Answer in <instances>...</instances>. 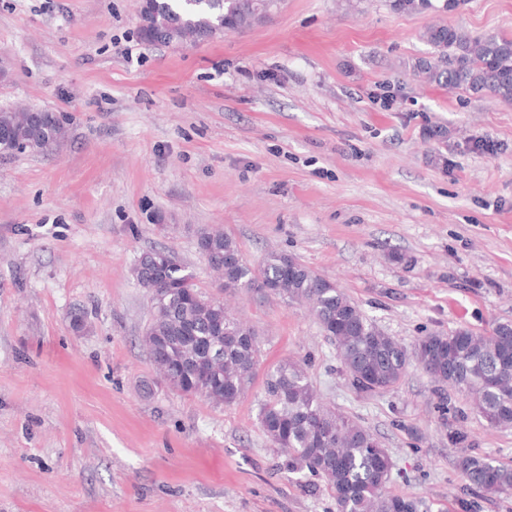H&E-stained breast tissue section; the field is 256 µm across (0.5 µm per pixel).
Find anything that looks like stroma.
Here are the masks:
<instances>
[{"mask_svg": "<svg viewBox=\"0 0 512 512\" xmlns=\"http://www.w3.org/2000/svg\"><path fill=\"white\" fill-rule=\"evenodd\" d=\"M433 3L278 0L262 23L168 46L141 37V0H0V110L68 127L51 151L0 155V512H336L259 426L285 359L387 449L390 493L512 512L497 494L465 509L456 466L465 451L512 466V427L415 363L393 390L357 392L306 304L219 291L197 249L217 228L252 266L287 254L409 349L512 324V103L410 69L431 24L512 38V0ZM435 125L445 143L426 138ZM153 248L256 331L260 365L234 405L158 383L132 275Z\"/></svg>", "mask_w": 512, "mask_h": 512, "instance_id": "obj_1", "label": "stroma"}]
</instances>
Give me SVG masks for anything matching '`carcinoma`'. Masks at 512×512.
Here are the masks:
<instances>
[{"label": "carcinoma", "instance_id": "carcinoma-1", "mask_svg": "<svg viewBox=\"0 0 512 512\" xmlns=\"http://www.w3.org/2000/svg\"><path fill=\"white\" fill-rule=\"evenodd\" d=\"M398 13H420L430 0H387ZM277 0H143L140 35L151 42L185 44L221 28H249L269 16ZM421 40L430 56L410 65L425 82L489 93L512 103V39L462 28L430 25ZM0 153L44 152L65 136V119L26 108L0 112ZM198 245L221 276L226 290L268 291L309 303L324 336L336 344L352 386L385 392L405 377L415 359L438 383L473 395L476 411L491 425L512 426V325L487 336L467 328L422 336L413 353L376 324L339 288L286 254L270 253L260 268L242 257L224 233L204 229ZM137 283L153 304L144 343L164 385L184 395H200L224 406L235 404L260 363L255 330L229 317L224 304L197 289L189 268L165 249L142 253L133 267ZM259 423L268 440L288 456V471L323 480L336 512H429L412 496L385 491L391 474L388 452L350 417L328 409L304 369L283 360L264 382ZM463 492L512 494V467L464 455L458 461Z\"/></svg>", "mask_w": 512, "mask_h": 512}]
</instances>
